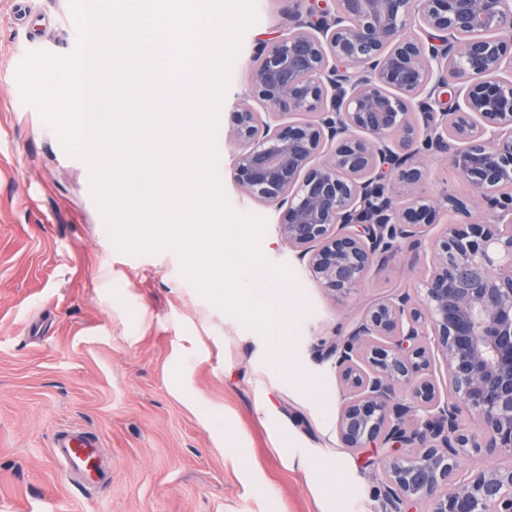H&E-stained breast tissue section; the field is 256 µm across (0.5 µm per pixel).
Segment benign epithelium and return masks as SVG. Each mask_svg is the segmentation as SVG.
I'll return each instance as SVG.
<instances>
[{"mask_svg":"<svg viewBox=\"0 0 512 512\" xmlns=\"http://www.w3.org/2000/svg\"><path fill=\"white\" fill-rule=\"evenodd\" d=\"M228 137L234 180L281 210L280 234L331 296L358 289L401 243L425 247L421 293L389 294L323 343L336 358L348 448L379 443L384 512H512V0L313 3L259 47ZM480 197L422 191L421 155ZM448 365L440 398L430 346ZM507 465L458 473L459 449Z\"/></svg>","mask_w":512,"mask_h":512,"instance_id":"benign-epithelium-1","label":"benign epithelium"}]
</instances>
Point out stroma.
<instances>
[{
	"mask_svg": "<svg viewBox=\"0 0 512 512\" xmlns=\"http://www.w3.org/2000/svg\"><path fill=\"white\" fill-rule=\"evenodd\" d=\"M309 0H257L219 126L248 99L255 50ZM0 0V512H380L379 450L345 447L333 360L317 345L370 300L415 292L425 253L406 248L336 299L279 232L280 213L236 185V146L217 143L231 206L265 218L261 250L291 267L294 346L265 359L260 333L203 298L172 251L129 255L112 244L82 156L67 152L24 98L27 54L72 53L69 0H31L18 25ZM432 202L470 194L447 154L424 158ZM103 442L97 488L55 460V432Z\"/></svg>",
	"mask_w": 512,
	"mask_h": 512,
	"instance_id": "obj_1",
	"label": "stroma"
}]
</instances>
